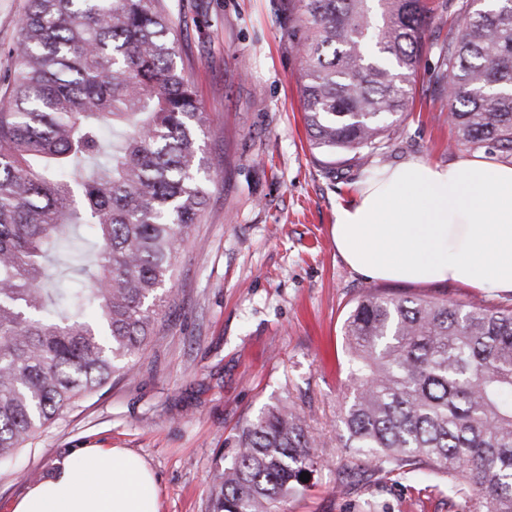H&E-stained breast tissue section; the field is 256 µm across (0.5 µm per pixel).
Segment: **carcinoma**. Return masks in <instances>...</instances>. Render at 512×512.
I'll return each instance as SVG.
<instances>
[{
    "instance_id": "cac0c4a2",
    "label": "carcinoma",
    "mask_w": 512,
    "mask_h": 512,
    "mask_svg": "<svg viewBox=\"0 0 512 512\" xmlns=\"http://www.w3.org/2000/svg\"><path fill=\"white\" fill-rule=\"evenodd\" d=\"M463 17L444 38L436 9ZM313 148L358 159L399 132L424 53L456 142L512 160V0H288ZM166 0H29L0 104V463L112 378L154 333L205 205L210 122L175 61ZM90 228L80 288H48ZM343 447L386 474L436 467L478 512H512V306L371 289L344 323ZM275 404L215 466L210 512H281L324 467Z\"/></svg>"
}]
</instances>
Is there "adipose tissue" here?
<instances>
[{"instance_id": "adipose-tissue-1", "label": "adipose tissue", "mask_w": 512, "mask_h": 512, "mask_svg": "<svg viewBox=\"0 0 512 512\" xmlns=\"http://www.w3.org/2000/svg\"><path fill=\"white\" fill-rule=\"evenodd\" d=\"M336 249L365 281L459 283L512 294V164L467 158L409 160L377 169L337 208ZM82 467L61 462L12 512H159L142 458L84 448Z\"/></svg>"}]
</instances>
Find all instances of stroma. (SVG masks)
Masks as SVG:
<instances>
[{
    "label": "stroma",
    "mask_w": 512,
    "mask_h": 512,
    "mask_svg": "<svg viewBox=\"0 0 512 512\" xmlns=\"http://www.w3.org/2000/svg\"><path fill=\"white\" fill-rule=\"evenodd\" d=\"M180 23L177 60L190 66L214 122L199 138L211 159L196 243L180 259L172 299L130 376L112 380L0 464V512L78 449L124 448L152 471L161 512H209L224 441L275 403L305 415L326 465L286 512H475L440 472L403 476L352 461L339 437L347 393L343 325L370 282L338 253L331 226L372 170L408 160L468 158L451 146L448 101L422 58L414 104L384 155L362 165L310 149L288 37V0H168ZM28 0H0V97ZM397 296L510 305L460 284L383 281Z\"/></svg>",
    "instance_id": "obj_1"
}]
</instances>
